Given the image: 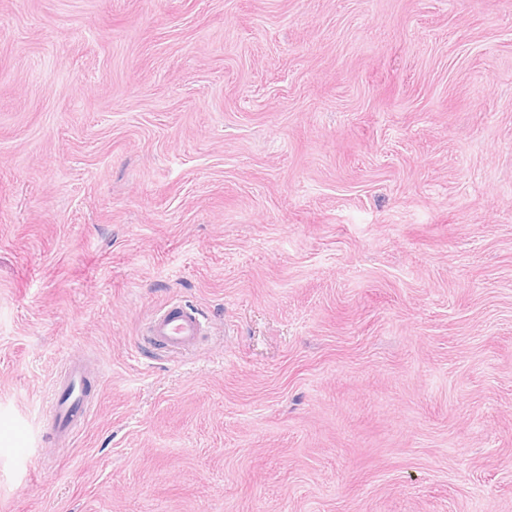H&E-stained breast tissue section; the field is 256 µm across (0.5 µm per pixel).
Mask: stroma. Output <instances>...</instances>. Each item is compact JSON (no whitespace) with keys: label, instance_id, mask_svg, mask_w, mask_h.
Returning <instances> with one entry per match:
<instances>
[{"label":"stroma","instance_id":"1","mask_svg":"<svg viewBox=\"0 0 512 512\" xmlns=\"http://www.w3.org/2000/svg\"><path fill=\"white\" fill-rule=\"evenodd\" d=\"M0 512H512V0H0ZM201 314L188 306L166 305L156 312L147 327L144 342L171 353H182L203 334ZM89 372L79 364L68 363L55 384L50 420L53 428L65 436L80 429L95 408L89 393Z\"/></svg>","mask_w":512,"mask_h":512}]
</instances>
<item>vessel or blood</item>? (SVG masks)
I'll return each instance as SVG.
<instances>
[{
  "label": "vessel or blood",
  "mask_w": 512,
  "mask_h": 512,
  "mask_svg": "<svg viewBox=\"0 0 512 512\" xmlns=\"http://www.w3.org/2000/svg\"><path fill=\"white\" fill-rule=\"evenodd\" d=\"M203 329L204 323L196 309L167 305L158 309L150 320L145 341L178 354L195 345ZM94 408L87 369L75 363L66 364L53 391L50 414L53 428L63 435H72L82 427Z\"/></svg>",
  "instance_id": "b4317fda"
}]
</instances>
